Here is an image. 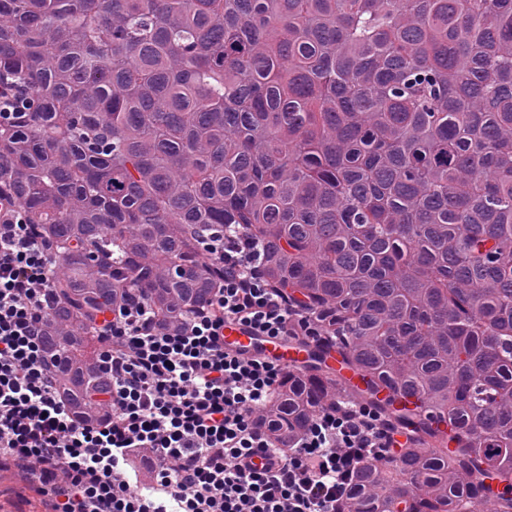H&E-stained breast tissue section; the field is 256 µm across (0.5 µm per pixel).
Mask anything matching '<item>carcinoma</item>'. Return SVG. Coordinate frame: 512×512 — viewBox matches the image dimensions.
Instances as JSON below:
<instances>
[{
    "label": "carcinoma",
    "mask_w": 512,
    "mask_h": 512,
    "mask_svg": "<svg viewBox=\"0 0 512 512\" xmlns=\"http://www.w3.org/2000/svg\"><path fill=\"white\" fill-rule=\"evenodd\" d=\"M1 112L77 422L109 413L112 304L144 288L177 324L218 281L205 230L239 224L321 333L274 439L370 404L406 442L345 512H512V0H0Z\"/></svg>",
    "instance_id": "obj_1"
}]
</instances>
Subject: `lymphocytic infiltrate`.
<instances>
[{
  "instance_id": "1",
  "label": "lymphocytic infiltrate",
  "mask_w": 512,
  "mask_h": 512,
  "mask_svg": "<svg viewBox=\"0 0 512 512\" xmlns=\"http://www.w3.org/2000/svg\"><path fill=\"white\" fill-rule=\"evenodd\" d=\"M201 245L222 270L207 305L165 327L137 289L100 323L110 413L82 425L46 364L50 248L32 225L0 220V467L28 465L48 512H342L354 471L397 446L380 412L355 403L320 411L292 441L272 438L259 419L287 368L226 351L224 324L317 330L270 285L243 229Z\"/></svg>"
}]
</instances>
